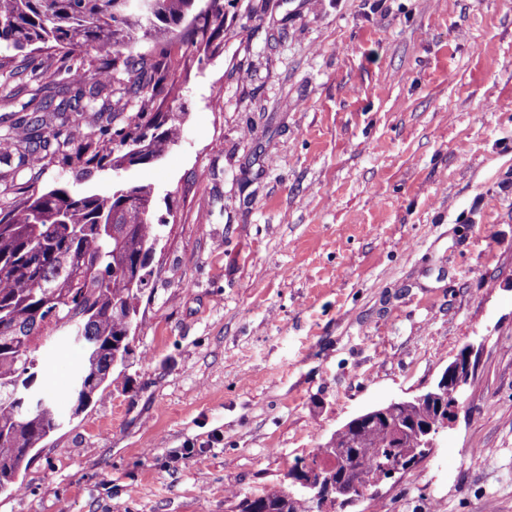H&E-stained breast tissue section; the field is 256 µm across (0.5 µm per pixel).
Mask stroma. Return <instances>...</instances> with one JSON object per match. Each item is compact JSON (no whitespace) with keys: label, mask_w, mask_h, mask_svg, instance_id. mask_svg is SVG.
Instances as JSON below:
<instances>
[{"label":"stroma","mask_w":512,"mask_h":512,"mask_svg":"<svg viewBox=\"0 0 512 512\" xmlns=\"http://www.w3.org/2000/svg\"><path fill=\"white\" fill-rule=\"evenodd\" d=\"M160 160L6 187L151 185L134 354L0 512H237L353 417L475 369L439 446L346 512H512V0H224L154 103ZM69 411L82 351L40 348Z\"/></svg>","instance_id":"1"}]
</instances>
